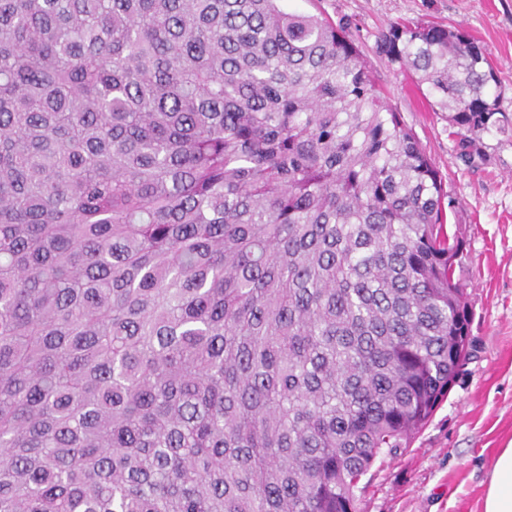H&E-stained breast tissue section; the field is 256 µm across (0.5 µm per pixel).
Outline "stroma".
<instances>
[{
	"label": "stroma",
	"instance_id": "stroma-1",
	"mask_svg": "<svg viewBox=\"0 0 512 512\" xmlns=\"http://www.w3.org/2000/svg\"><path fill=\"white\" fill-rule=\"evenodd\" d=\"M291 12L346 22L387 100L443 176L448 231L465 241L458 272L472 308L474 355L447 400L397 456L378 459L357 491L360 512H484L492 463L512 444V133L474 136L459 156L443 113L407 72L376 53V36L409 19L465 30L487 48L512 114V0H285Z\"/></svg>",
	"mask_w": 512,
	"mask_h": 512
}]
</instances>
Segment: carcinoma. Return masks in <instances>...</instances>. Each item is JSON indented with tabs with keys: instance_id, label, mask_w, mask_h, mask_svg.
<instances>
[{
	"instance_id": "carcinoma-1",
	"label": "carcinoma",
	"mask_w": 512,
	"mask_h": 512,
	"mask_svg": "<svg viewBox=\"0 0 512 512\" xmlns=\"http://www.w3.org/2000/svg\"><path fill=\"white\" fill-rule=\"evenodd\" d=\"M376 51L512 130L465 32ZM447 197L346 25L0 0V512H358L462 366Z\"/></svg>"
}]
</instances>
